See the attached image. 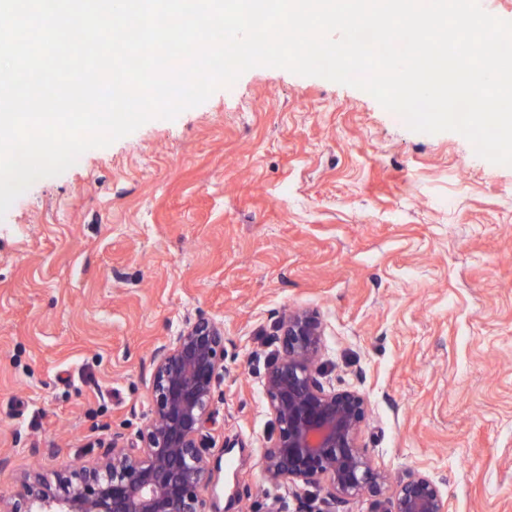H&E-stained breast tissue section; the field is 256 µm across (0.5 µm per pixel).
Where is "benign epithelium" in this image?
I'll return each mask as SVG.
<instances>
[{"label": "benign epithelium", "mask_w": 512, "mask_h": 512, "mask_svg": "<svg viewBox=\"0 0 512 512\" xmlns=\"http://www.w3.org/2000/svg\"><path fill=\"white\" fill-rule=\"evenodd\" d=\"M274 335L282 355L262 382L276 427L261 458L266 481L286 490L322 482L344 505L378 499L376 512H447L439 486L422 472L379 500L388 476L360 441L368 402L323 381L325 326L318 314L292 311ZM152 362L148 416L134 437L114 433L95 458L77 457L50 476L28 470L10 496L0 495V512H212L206 432L224 376V330L199 316L156 348Z\"/></svg>", "instance_id": "7a95c632"}]
</instances>
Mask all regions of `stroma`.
Returning a JSON list of instances; mask_svg holds the SVG:
<instances>
[{
  "instance_id": "obj_1",
  "label": "stroma",
  "mask_w": 512,
  "mask_h": 512,
  "mask_svg": "<svg viewBox=\"0 0 512 512\" xmlns=\"http://www.w3.org/2000/svg\"><path fill=\"white\" fill-rule=\"evenodd\" d=\"M294 309L326 326L327 385L368 400L384 497L426 472L447 512H512V166L264 66L0 219V495L134 436L155 348L202 315L224 330L213 512H266L261 385Z\"/></svg>"
}]
</instances>
